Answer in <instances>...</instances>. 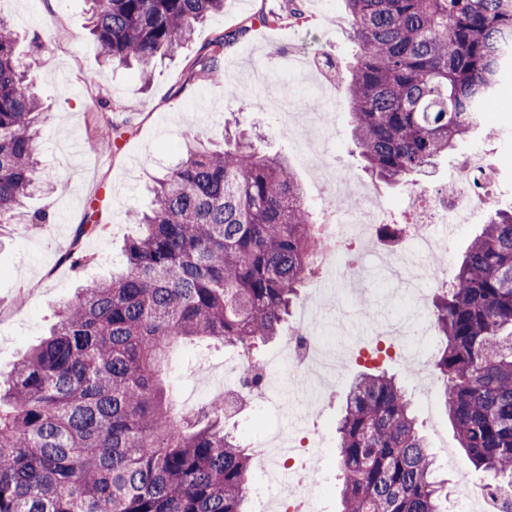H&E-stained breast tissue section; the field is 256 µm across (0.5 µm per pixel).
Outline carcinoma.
Wrapping results in <instances>:
<instances>
[{"instance_id": "cac0c4a2", "label": "carcinoma", "mask_w": 512, "mask_h": 512, "mask_svg": "<svg viewBox=\"0 0 512 512\" xmlns=\"http://www.w3.org/2000/svg\"><path fill=\"white\" fill-rule=\"evenodd\" d=\"M90 32L112 68L142 75L224 0H91ZM355 53L341 67L352 137L379 183L425 172L479 124L512 70V0H344ZM242 25L211 43L219 69ZM0 18V224L20 219L38 173L32 91ZM154 207L108 279L79 289L50 336L0 381V512H248L251 450L224 402L180 413L170 355L207 341L250 355L281 336L323 248L289 162L244 132L199 143L155 181ZM432 364L459 447L512 489V208L475 236L432 299ZM341 512H445L448 499L410 399L384 372L361 375L336 425Z\"/></svg>"}]
</instances>
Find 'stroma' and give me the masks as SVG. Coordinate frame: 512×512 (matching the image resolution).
<instances>
[{
    "instance_id": "1",
    "label": "stroma",
    "mask_w": 512,
    "mask_h": 512,
    "mask_svg": "<svg viewBox=\"0 0 512 512\" xmlns=\"http://www.w3.org/2000/svg\"><path fill=\"white\" fill-rule=\"evenodd\" d=\"M89 7L88 0H0V17L17 30L20 48L33 65V90L51 115L38 142L41 183L28 206L46 205L54 214L49 224L0 226V375L11 372L45 337L80 284L107 277L121 263L125 241L137 232L128 212L150 207L154 177L201 134L219 144L225 126L256 130L257 147L286 155L310 197L321 194L315 167L306 161L312 141L323 140L325 155L336 168L362 181L367 178L351 140L344 88L333 86L320 107L326 130L305 115L304 101L321 82L316 51L326 50L339 61L354 54L343 0H302L308 21L299 25L286 17L288 0H224L223 12L198 24L191 41L174 57L155 62L146 83L138 70L114 72L104 65L102 50L88 31ZM269 12L284 14L281 26H258L259 16ZM241 25L251 31L225 51L218 71L194 78L192 72L211 42ZM105 106L125 110L127 131L118 148L94 152L89 143ZM477 149L489 166L486 191L497 208L512 207V80L501 85L484 124L439 159L433 170L437 189L453 184L456 167ZM80 224L95 225L96 231L77 243L73 236ZM73 249L85 258L77 269L62 260ZM327 287L320 305L327 345L343 351L359 348L366 341L359 330L337 333L333 302L348 297L347 286L331 279ZM279 350L275 341L258 351L270 374L272 405L231 419L229 427L246 446L261 432L292 419L314 429L320 446L316 463L311 466L298 457L294 472L322 484L320 512H340L335 427L347 390L363 367L347 364L342 381L316 409L304 394L292 392L281 375ZM237 356L230 348L204 355L198 345L181 346L168 374L176 398L211 401L215 389L204 378L205 368H223ZM381 368L407 392L430 449L443 444L450 450V461L437 463L439 478L449 486L462 473L486 479V472L475 469L458 447L441 386L433 385L426 408L406 363L388 360Z\"/></svg>"
}]
</instances>
